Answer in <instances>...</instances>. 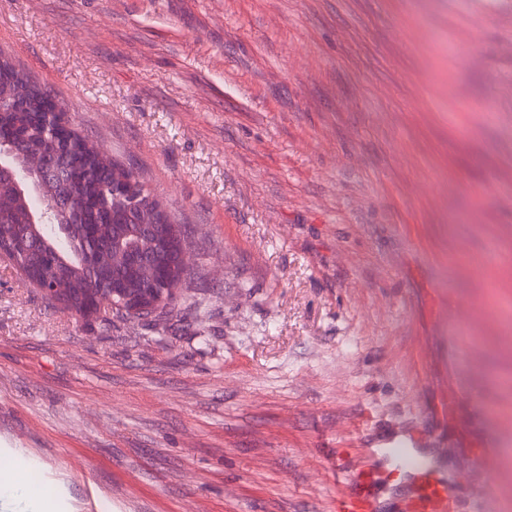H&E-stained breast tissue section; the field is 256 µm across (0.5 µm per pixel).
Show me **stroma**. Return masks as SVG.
<instances>
[{
	"instance_id": "stroma-1",
	"label": "stroma",
	"mask_w": 512,
	"mask_h": 512,
	"mask_svg": "<svg viewBox=\"0 0 512 512\" xmlns=\"http://www.w3.org/2000/svg\"><path fill=\"white\" fill-rule=\"evenodd\" d=\"M0 55L193 229L157 334L0 261L18 468L72 512H327L420 430L458 512H512V0H0Z\"/></svg>"
}]
</instances>
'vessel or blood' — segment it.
<instances>
[{"label":"vessel or blood","instance_id":"obj_1","mask_svg":"<svg viewBox=\"0 0 512 512\" xmlns=\"http://www.w3.org/2000/svg\"><path fill=\"white\" fill-rule=\"evenodd\" d=\"M420 443L418 436L401 434L373 450L370 463L333 498L331 512H379L378 488L383 484L409 488L408 512H456L454 477Z\"/></svg>","mask_w":512,"mask_h":512}]
</instances>
